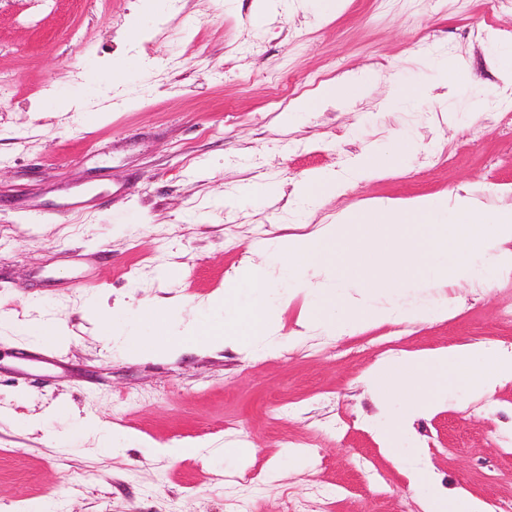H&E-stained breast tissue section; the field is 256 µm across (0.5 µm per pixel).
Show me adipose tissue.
Wrapping results in <instances>:
<instances>
[{
	"label": "adipose tissue",
	"mask_w": 512,
	"mask_h": 512,
	"mask_svg": "<svg viewBox=\"0 0 512 512\" xmlns=\"http://www.w3.org/2000/svg\"><path fill=\"white\" fill-rule=\"evenodd\" d=\"M381 394L402 409L393 426L382 436L386 451L395 458L418 456L406 449L409 417L451 402L460 393L485 395L512 382V351L486 345H453L397 366L383 367L373 376ZM409 485L421 497L423 512H488L486 502L464 489H443L432 467H412Z\"/></svg>",
	"instance_id": "1"
}]
</instances>
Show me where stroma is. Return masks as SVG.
Returning a JSON list of instances; mask_svg holds the SVG:
<instances>
[{
    "label": "stroma",
    "mask_w": 512,
    "mask_h": 512,
    "mask_svg": "<svg viewBox=\"0 0 512 512\" xmlns=\"http://www.w3.org/2000/svg\"><path fill=\"white\" fill-rule=\"evenodd\" d=\"M492 2L347 0L327 17L318 0H173L145 18L141 0L36 14L0 0V313L66 329L48 350L0 323V512L39 498L57 512H317V487L337 491L333 512H422L380 450L368 374L452 344L512 349V279L461 282L444 320L310 332L271 352L135 359L92 321L113 308L135 320L166 296L184 319L221 320L216 295L264 260V241L367 199L465 183L511 206L512 88L497 61L512 7ZM125 54L140 65L113 82ZM364 72L356 95L297 110ZM400 140L410 151L390 173L303 210L309 175ZM257 182L273 190L254 208L243 192ZM87 422L123 428L124 451L102 452ZM410 431L448 489L512 507V383ZM245 471L252 486L235 480Z\"/></svg>",
    "instance_id": "1"
}]
</instances>
